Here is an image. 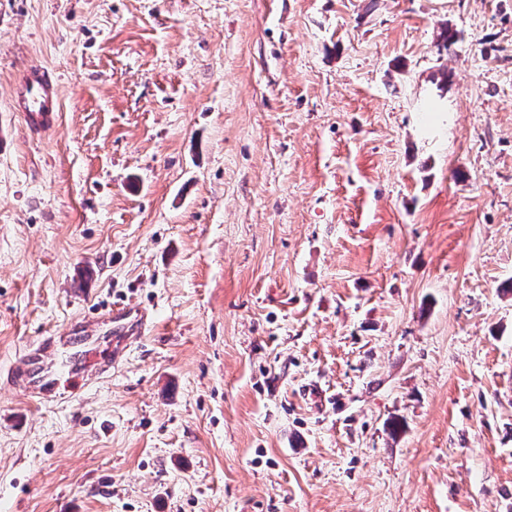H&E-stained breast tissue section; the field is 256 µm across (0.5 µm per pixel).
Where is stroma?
<instances>
[{"label":"stroma","mask_w":512,"mask_h":512,"mask_svg":"<svg viewBox=\"0 0 512 512\" xmlns=\"http://www.w3.org/2000/svg\"><path fill=\"white\" fill-rule=\"evenodd\" d=\"M119 303L0 512H512V0H0V373ZM11 100L30 131L47 133L55 128L59 108L58 83L44 67L27 69L14 82ZM100 318L112 324L113 334L126 336L123 346L115 351L107 362L93 368L98 375L104 376L112 371L119 358L141 338L140 330L147 318L142 309L130 304L113 305L111 309L102 313Z\"/></svg>","instance_id":"obj_1"}]
</instances>
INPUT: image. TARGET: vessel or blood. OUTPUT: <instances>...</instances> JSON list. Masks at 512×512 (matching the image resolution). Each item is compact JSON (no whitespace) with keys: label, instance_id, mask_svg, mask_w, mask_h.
Here are the masks:
<instances>
[{"label":"vessel or blood","instance_id":"obj_1","mask_svg":"<svg viewBox=\"0 0 512 512\" xmlns=\"http://www.w3.org/2000/svg\"><path fill=\"white\" fill-rule=\"evenodd\" d=\"M11 100L30 131L46 133L54 129L59 108L58 83L47 69L41 66L27 69L14 82ZM103 317L111 323L113 334L124 337L128 348L138 342L146 320L144 311L130 304L112 306ZM91 326V321L80 319L71 322L65 332L45 337L29 350L20 366L12 368L11 384L40 399L55 396L56 373L48 362L49 355L63 336L88 335Z\"/></svg>","mask_w":512,"mask_h":512}]
</instances>
